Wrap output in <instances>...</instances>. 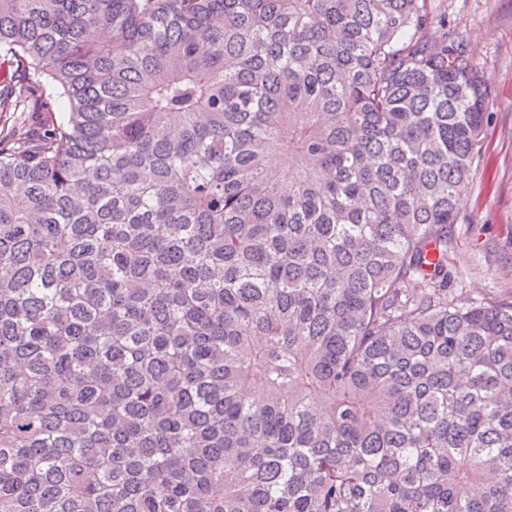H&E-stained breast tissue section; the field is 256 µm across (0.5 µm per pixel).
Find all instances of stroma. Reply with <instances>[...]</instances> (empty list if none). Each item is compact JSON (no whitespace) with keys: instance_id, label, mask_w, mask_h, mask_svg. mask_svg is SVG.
<instances>
[{"instance_id":"obj_1","label":"stroma","mask_w":512,"mask_h":512,"mask_svg":"<svg viewBox=\"0 0 512 512\" xmlns=\"http://www.w3.org/2000/svg\"><path fill=\"white\" fill-rule=\"evenodd\" d=\"M491 88L492 123L448 242L453 287L476 299L512 297V0H435Z\"/></svg>"}]
</instances>
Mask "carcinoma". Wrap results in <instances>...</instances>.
Masks as SVG:
<instances>
[{
	"instance_id": "carcinoma-1",
	"label": "carcinoma",
	"mask_w": 512,
	"mask_h": 512,
	"mask_svg": "<svg viewBox=\"0 0 512 512\" xmlns=\"http://www.w3.org/2000/svg\"><path fill=\"white\" fill-rule=\"evenodd\" d=\"M443 22L0 0V512H512V300L448 278L493 113Z\"/></svg>"
}]
</instances>
